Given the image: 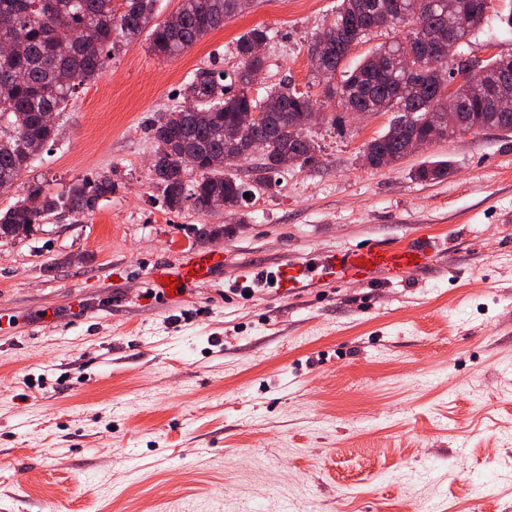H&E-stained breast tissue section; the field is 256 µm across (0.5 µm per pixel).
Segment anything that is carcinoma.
<instances>
[{"label": "carcinoma", "instance_id": "1", "mask_svg": "<svg viewBox=\"0 0 512 512\" xmlns=\"http://www.w3.org/2000/svg\"><path fill=\"white\" fill-rule=\"evenodd\" d=\"M159 0H0V40H18L25 52L17 56L0 55V194L8 192L18 172L30 164L41 148L53 142L57 128L41 121L45 112L66 110L76 86L94 79L105 59L119 47L146 35L149 48L163 58H174L211 31L248 8L249 0H180L174 12L176 22H158ZM366 0H342L333 23L320 36L331 46V72L322 74L330 81L353 46L370 35L408 28L405 40L393 39L374 48L345 72L341 85L326 87L327 94L339 97L347 111L363 108L369 112L391 113L385 133L363 144L369 155L385 158L394 165L407 157L411 137L453 136L474 132L491 124L512 132V112L495 115L490 94L503 78L512 80V54L497 55L481 61L485 84L461 83L452 91L440 88L436 69L422 62L416 79L418 91L408 97L395 95V88L409 78L399 66L398 56L404 42L417 37L419 29L437 35L445 47L441 66L448 72L461 47L483 24V18L468 22L460 32V42L451 51L448 46V19L469 13L473 0H371L377 10L363 9ZM269 29L257 26L236 42L241 66L234 73L233 88L222 83L224 75L197 69L184 84L182 96L194 107L162 114L153 125L157 143L158 166L153 181L162 188L167 207L180 210L189 203L203 214L215 211L232 213L245 196L243 184L222 170H204L182 177L176 158L192 151L202 159L214 152L234 157L243 148L224 142V125L239 113L263 109L274 100L278 110L265 122L245 133V138L266 139L269 151L260 156L257 172H275L294 157L302 167L321 163V148L308 137L303 114L317 106L309 93L290 88H272L263 97L252 93L253 73L264 69L265 58L251 53L258 41L269 42ZM461 112L466 124L448 130L434 123L439 113ZM422 180L448 176V162L434 161L417 172ZM115 192L108 175H97L73 183L64 192L52 195L39 183L28 187V194L0 210V239H20L31 235L39 225L40 211L68 210L79 218L96 209L100 198ZM43 196L42 209L31 200Z\"/></svg>", "mask_w": 512, "mask_h": 512}]
</instances>
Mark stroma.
Returning <instances> with one entry per match:
<instances>
[{
	"instance_id": "35a3bbf8",
	"label": "stroma",
	"mask_w": 512,
	"mask_h": 512,
	"mask_svg": "<svg viewBox=\"0 0 512 512\" xmlns=\"http://www.w3.org/2000/svg\"><path fill=\"white\" fill-rule=\"evenodd\" d=\"M338 5L253 0L174 59L122 46L0 196L116 184L86 217L0 240V512H512V133L373 169L360 151L388 115L326 123L318 167L273 173L235 213L169 211L152 180L153 122L196 69L233 72L255 26L273 38L254 95L285 84L338 112L309 54ZM437 159L446 179H415ZM423 234L424 272L275 291L277 265ZM199 252L222 253L221 277L155 297L153 265Z\"/></svg>"
}]
</instances>
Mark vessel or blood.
Here are the masks:
<instances>
[{
	"label": "vessel or blood",
	"mask_w": 512,
	"mask_h": 512,
	"mask_svg": "<svg viewBox=\"0 0 512 512\" xmlns=\"http://www.w3.org/2000/svg\"><path fill=\"white\" fill-rule=\"evenodd\" d=\"M435 254L433 242L426 240L402 245L369 244L324 255L313 267L306 263L281 266L274 273V283L280 295L296 297L317 287L322 280L368 284L382 270L397 274L425 270L432 266ZM221 265L220 257L201 253L175 268L154 266L149 271V279L155 296L166 298L210 277Z\"/></svg>",
	"instance_id": "b4317fda"
}]
</instances>
